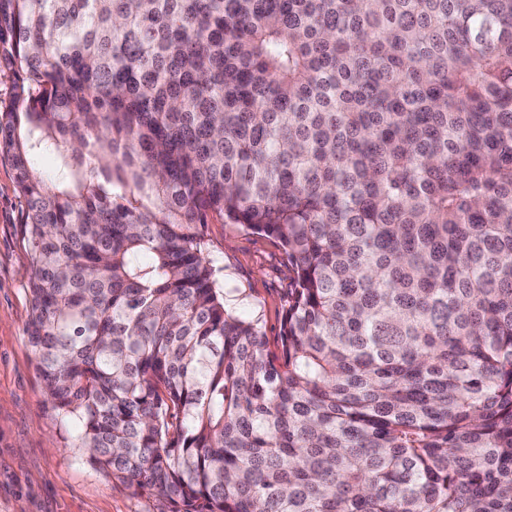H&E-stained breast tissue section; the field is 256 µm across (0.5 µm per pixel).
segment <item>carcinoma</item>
<instances>
[{"instance_id": "cac0c4a2", "label": "carcinoma", "mask_w": 512, "mask_h": 512, "mask_svg": "<svg viewBox=\"0 0 512 512\" xmlns=\"http://www.w3.org/2000/svg\"><path fill=\"white\" fill-rule=\"evenodd\" d=\"M2 68L65 443L160 512H512V0H0ZM212 258L224 270L229 288H238L231 307L258 320L271 351L281 346V324L293 271L282 248L271 238L224 223L210 213L205 227Z\"/></svg>"}]
</instances>
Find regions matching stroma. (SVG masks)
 Segmentation results:
<instances>
[{"label":"stroma","mask_w":512,"mask_h":512,"mask_svg":"<svg viewBox=\"0 0 512 512\" xmlns=\"http://www.w3.org/2000/svg\"><path fill=\"white\" fill-rule=\"evenodd\" d=\"M15 176L0 153V512H156L152 496L95 470L83 449L61 444L26 334L31 265ZM205 233L236 291L233 308L256 319L270 350L279 351L293 277L282 248L216 213Z\"/></svg>","instance_id":"1"}]
</instances>
